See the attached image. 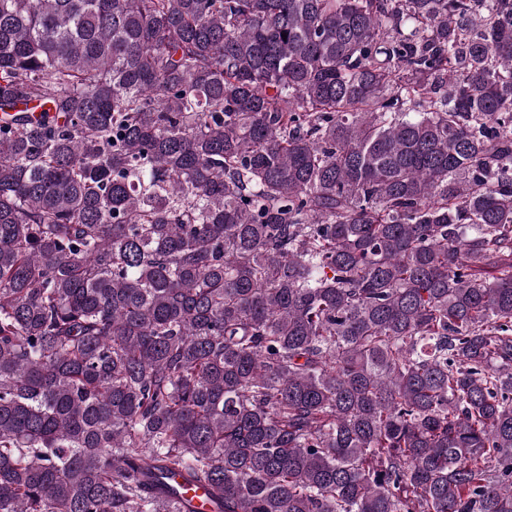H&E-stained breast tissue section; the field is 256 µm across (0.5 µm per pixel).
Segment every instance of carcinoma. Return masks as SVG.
Returning <instances> with one entry per match:
<instances>
[{
    "instance_id": "carcinoma-1",
    "label": "carcinoma",
    "mask_w": 512,
    "mask_h": 512,
    "mask_svg": "<svg viewBox=\"0 0 512 512\" xmlns=\"http://www.w3.org/2000/svg\"><path fill=\"white\" fill-rule=\"evenodd\" d=\"M512 512V0H0V512Z\"/></svg>"
}]
</instances>
